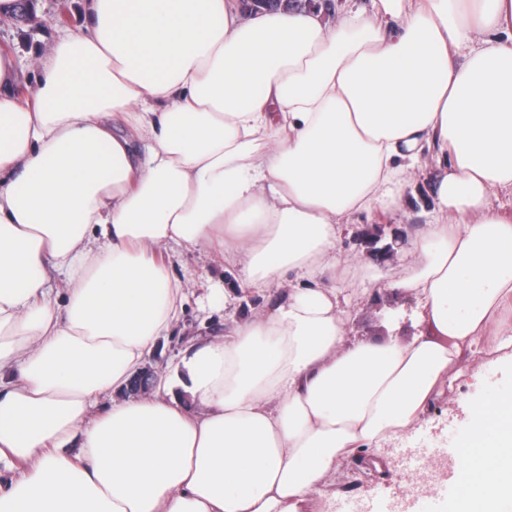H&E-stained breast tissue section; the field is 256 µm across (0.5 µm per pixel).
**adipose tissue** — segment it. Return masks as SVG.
Masks as SVG:
<instances>
[{
	"label": "adipose tissue",
	"mask_w": 512,
	"mask_h": 512,
	"mask_svg": "<svg viewBox=\"0 0 512 512\" xmlns=\"http://www.w3.org/2000/svg\"><path fill=\"white\" fill-rule=\"evenodd\" d=\"M20 101L0 55V512H306L341 460L389 474L490 349L512 369V0H370L242 16L237 0H90ZM440 173L396 283L416 331L345 342L382 273L336 257L390 212L425 153ZM220 247L245 293L297 284L123 389L180 320L156 260ZM333 285L318 287L321 277ZM65 304L51 299L53 280ZM203 405L189 412L187 402ZM449 512H512V396L468 408Z\"/></svg>",
	"instance_id": "obj_1"
}]
</instances>
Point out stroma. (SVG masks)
Segmentation results:
<instances>
[{
	"instance_id": "35a3bbf8",
	"label": "stroma",
	"mask_w": 512,
	"mask_h": 512,
	"mask_svg": "<svg viewBox=\"0 0 512 512\" xmlns=\"http://www.w3.org/2000/svg\"><path fill=\"white\" fill-rule=\"evenodd\" d=\"M62 17L69 20L70 30H82L87 19L86 0H28L23 10L0 18V52L14 55L19 86L26 88L35 81L36 73L30 66V60L33 56L48 54L60 28L58 20ZM433 176V170H426L416 185L406 189L397 210L369 218L363 216L358 223L349 225L336 244L337 256L397 276L402 266L408 263V256L398 252L383 258L378 251L396 236L425 228L430 206L427 187ZM159 260L171 275L189 283L180 321L144 359L145 365L166 374L173 371L189 344L222 333L228 317L246 319L275 303L281 295L280 289L273 287L263 295L214 309L209 303L211 289L221 288L231 295L238 290V274L226 269L219 249L171 245L162 252ZM411 306L407 294L399 289H387L359 298L350 308L346 336L352 339L386 335L388 316ZM460 366L465 373L464 378L446 389L429 421L409 434L402 446L446 447L456 433L458 422L465 417V404L479 401L493 392H512V372L496 365L491 354H465ZM399 448L394 445L389 448L395 472H408L417 480L429 475L435 485L431 491L407 490L406 498L411 503L409 512H445L451 499L446 474L434 470V459L430 456L415 463L401 464ZM395 499L396 495L389 491L387 483L372 478L363 458L350 457L339 463L335 476L316 495L310 512H337L339 503L343 501L362 507L371 502L384 506Z\"/></svg>"
}]
</instances>
